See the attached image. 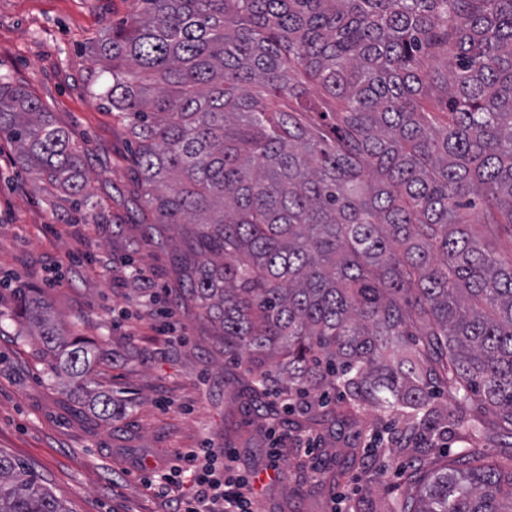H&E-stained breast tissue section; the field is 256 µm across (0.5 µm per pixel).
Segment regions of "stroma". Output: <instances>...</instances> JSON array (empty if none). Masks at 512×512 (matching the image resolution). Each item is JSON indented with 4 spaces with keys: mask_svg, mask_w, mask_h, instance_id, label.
<instances>
[{
    "mask_svg": "<svg viewBox=\"0 0 512 512\" xmlns=\"http://www.w3.org/2000/svg\"><path fill=\"white\" fill-rule=\"evenodd\" d=\"M141 9V0H0V79L26 86L71 133L93 200L80 207L34 182L0 136V313L14 309L17 289H34L100 347L83 391L54 378L22 326L0 322V450L71 512H172L175 501L194 499L192 484L177 482L170 500L147 478L209 444L232 451L235 468L252 477L257 512H383L410 492L417 450L386 452L381 480L352 468L329 483L325 455L341 452L352 430L321 432L320 450L307 453V433L255 416L242 364L201 310L174 308L183 341L162 331L161 310L179 289L175 247L146 237L129 129L88 93L96 68L88 45ZM138 269L155 300L144 297ZM102 395L115 400L111 416L100 414ZM274 447L288 460L276 476Z\"/></svg>",
    "mask_w": 512,
    "mask_h": 512,
    "instance_id": "stroma-1",
    "label": "stroma"
}]
</instances>
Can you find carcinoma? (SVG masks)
<instances>
[{
	"mask_svg": "<svg viewBox=\"0 0 512 512\" xmlns=\"http://www.w3.org/2000/svg\"><path fill=\"white\" fill-rule=\"evenodd\" d=\"M91 44L90 93L128 121L149 230L175 232L181 292L240 355L258 418L401 429L436 462L385 512H512V454L434 436L512 438V0H142ZM34 181L87 189L82 150L23 85L0 135ZM481 225L480 235L472 231ZM12 316L84 384L90 344L19 292ZM442 385L446 408L432 401ZM342 393L326 408L316 394ZM0 512H68L0 452Z\"/></svg>",
	"mask_w": 512,
	"mask_h": 512,
	"instance_id": "cac0c4a2",
	"label": "carcinoma"
}]
</instances>
